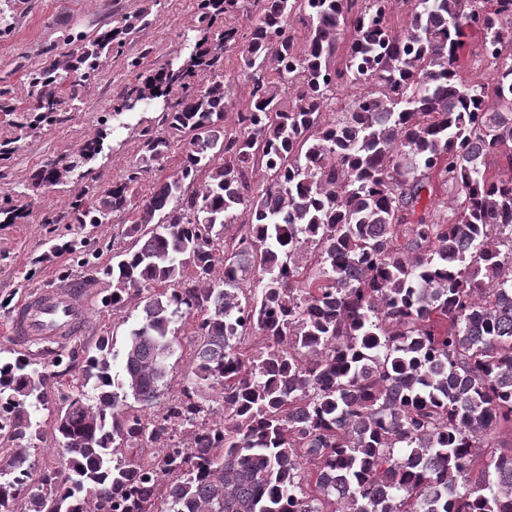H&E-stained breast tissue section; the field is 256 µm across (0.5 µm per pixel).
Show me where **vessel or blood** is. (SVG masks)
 I'll use <instances>...</instances> for the list:
<instances>
[{
	"label": "vessel or blood",
	"mask_w": 512,
	"mask_h": 512,
	"mask_svg": "<svg viewBox=\"0 0 512 512\" xmlns=\"http://www.w3.org/2000/svg\"><path fill=\"white\" fill-rule=\"evenodd\" d=\"M93 292L82 278L32 289L11 311L7 333L19 346L70 340L85 326Z\"/></svg>",
	"instance_id": "vessel-or-blood-1"
}]
</instances>
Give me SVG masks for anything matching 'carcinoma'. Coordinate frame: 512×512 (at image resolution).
<instances>
[{
  "mask_svg": "<svg viewBox=\"0 0 512 512\" xmlns=\"http://www.w3.org/2000/svg\"><path fill=\"white\" fill-rule=\"evenodd\" d=\"M390 2L199 0L202 37L112 104L117 120L128 101L168 100L163 132L143 130L136 166L43 223L70 224L49 253L85 265L82 233L123 221L102 303L139 299L140 326L120 373L102 336L69 354L84 365L65 383L63 357L0 349V512H512V447L495 435L512 430V178L485 168L505 148L512 168V0H401L402 37ZM241 10L246 30L223 22ZM146 17L34 69L17 130L60 122ZM469 31L491 85L461 78ZM231 47L249 100L230 130ZM360 82L328 117L335 89ZM107 137L36 178L82 177ZM176 141L175 173L138 195ZM450 183L462 198L435 222ZM177 324L194 351L163 403ZM53 390L63 465L49 468L32 451ZM461 198L460 190L454 185L438 187L434 202L431 206V213L435 221H442L452 214V209L456 207Z\"/></svg>",
  "mask_w": 512,
  "mask_h": 512,
  "instance_id": "cac0c4a2",
  "label": "carcinoma"
}]
</instances>
